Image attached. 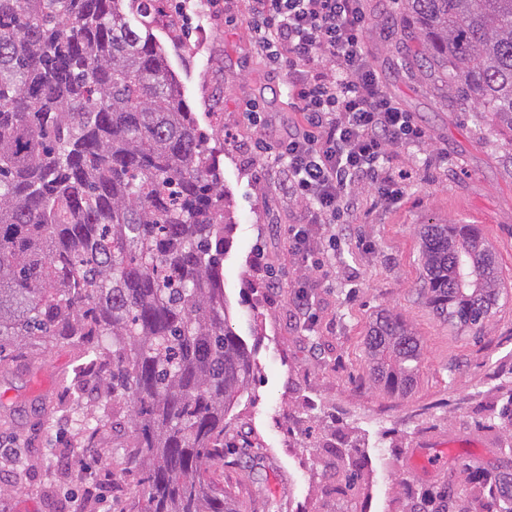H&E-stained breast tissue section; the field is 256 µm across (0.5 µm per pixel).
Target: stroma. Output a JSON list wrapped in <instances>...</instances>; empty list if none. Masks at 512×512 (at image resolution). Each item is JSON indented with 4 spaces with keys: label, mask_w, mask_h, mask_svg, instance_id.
<instances>
[{
    "label": "stroma",
    "mask_w": 512,
    "mask_h": 512,
    "mask_svg": "<svg viewBox=\"0 0 512 512\" xmlns=\"http://www.w3.org/2000/svg\"><path fill=\"white\" fill-rule=\"evenodd\" d=\"M164 0V45L184 97L208 136L234 226L224 255L230 324L256 369L247 393L228 413L224 461L216 475L244 512H410L460 467L512 474L501 454L508 435L496 413L512 393V133L477 123L448 93L442 73L419 67L416 29L396 0H367L364 47L387 91L426 127L429 138L399 154L405 195L381 211L363 199L336 243L316 256L329 274L311 291L308 314L294 306L306 270L288 253L298 206L280 186V168L259 142L275 145L296 115L279 75L259 52L244 0L222 12H185ZM259 119L245 120L249 103ZM447 165H426L435 151ZM478 225L507 284L484 334L439 321L419 290L424 224ZM400 313L419 337L414 387L397 397L369 380L365 336L380 313ZM65 344L17 341L0 361V444L18 446L19 467L0 474V512H72L84 485L111 484L97 512H130L138 489L112 485L126 429L103 434V462L59 460L78 427L59 379L71 369ZM58 416L41 418L47 405ZM359 448L365 468L347 490L329 462L337 447Z\"/></svg>",
    "instance_id": "stroma-1"
}]
</instances>
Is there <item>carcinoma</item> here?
I'll return each mask as SVG.
<instances>
[{
  "label": "carcinoma",
  "mask_w": 512,
  "mask_h": 512,
  "mask_svg": "<svg viewBox=\"0 0 512 512\" xmlns=\"http://www.w3.org/2000/svg\"><path fill=\"white\" fill-rule=\"evenodd\" d=\"M162 0H0V340H65L73 404L98 405L72 448L101 460L111 407L130 424L119 479L139 512H243L217 486L224 424L254 377L228 321L222 262L233 225L219 165L150 32ZM419 62L512 132V0H401ZM426 304L481 332L498 308L496 254L473 224H426ZM370 380L404 396L421 346L387 311L365 338ZM352 485L363 459L338 448ZM460 484L413 512H452ZM465 512H512V484Z\"/></svg>",
  "instance_id": "1"
}]
</instances>
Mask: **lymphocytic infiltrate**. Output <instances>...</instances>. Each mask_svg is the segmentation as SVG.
Segmentation results:
<instances>
[{"mask_svg":"<svg viewBox=\"0 0 512 512\" xmlns=\"http://www.w3.org/2000/svg\"><path fill=\"white\" fill-rule=\"evenodd\" d=\"M365 0H247L257 46L287 73L288 97L300 114L275 151L289 198L301 206L288 227V251L309 263L305 289L325 276L313 254L332 225L348 223L360 193L389 209L404 196L405 170L393 157L421 146L425 128L383 90L369 65Z\"/></svg>","mask_w":512,"mask_h":512,"instance_id":"lymphocytic-infiltrate-1","label":"lymphocytic infiltrate"}]
</instances>
